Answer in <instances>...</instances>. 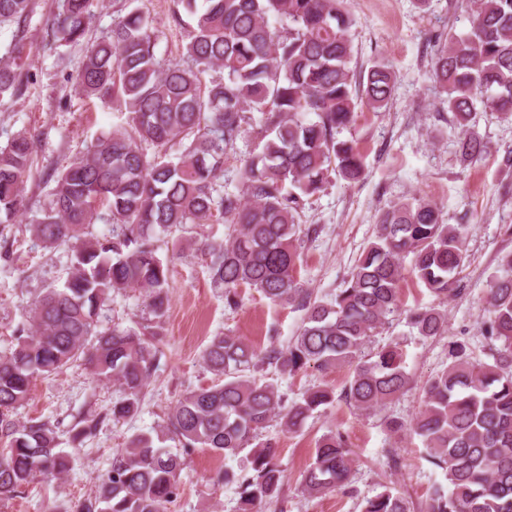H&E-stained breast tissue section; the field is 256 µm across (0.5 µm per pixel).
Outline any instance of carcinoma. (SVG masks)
<instances>
[{"mask_svg": "<svg viewBox=\"0 0 512 512\" xmlns=\"http://www.w3.org/2000/svg\"><path fill=\"white\" fill-rule=\"evenodd\" d=\"M96 0H60L47 19L58 46L80 43ZM170 23L188 27L186 66L161 64L153 18L132 4L109 33L88 49L76 76L87 98L109 103L125 122L98 137L87 152L47 175L49 201L31 225L47 248L69 246L63 287L49 288L29 310L12 346L0 352V500L11 499L39 477L59 478L71 457L58 448L48 420L19 423L35 380L80 360L99 380H114L123 398L112 420L137 413L158 360L153 342L170 301L169 259L160 249L187 246L203 254L224 303L238 308V288L293 306L304 317L291 344L264 351L238 336H214L203 351L206 368L222 381L188 392L166 424L134 434L113 457L95 495L80 512H165L180 492L184 456L197 448L234 456L249 449L240 472L224 469L217 482L236 486L241 512H257L277 498L284 482L278 448L260 438L278 418L298 431L333 393L305 391L287 410L277 386L259 376L268 365L283 377L315 367H353L345 392L364 411L403 394L410 385L396 342L370 354V337L399 309L405 259L436 304L407 312L426 338L447 329L444 306L456 295L467 259L464 229L444 223L440 208L415 198L392 205L377 219L375 237L356 260L334 299L312 296L296 279L300 262L297 215L305 198L323 191L331 174L355 182L364 173L360 152L337 134L351 126L356 108H387L394 90L392 66L375 61L362 79L350 67L356 19L346 0H173ZM467 32H448L432 59V79L458 130L463 164L486 152L470 129L477 114L512 120V0H469ZM33 0H0V26L23 23ZM0 57V96L22 92L27 72L22 30ZM223 76L202 83L209 71ZM247 132L257 145L241 160L239 187L218 188L224 152ZM35 140L15 134L0 147V228L27 208L23 184ZM224 221L228 239L201 231ZM112 225L96 236L92 225ZM140 290L149 319L137 327H99V311L114 293ZM481 334L487 359L464 340L448 342V368L425 386L423 408L411 431L426 460L441 470L424 512H512V251L499 255ZM99 420L85 415L72 442L93 435ZM178 443L181 452L167 449ZM352 452L340 433L318 441L302 488L309 494L345 486ZM363 512H410L399 493L365 500Z\"/></svg>", "mask_w": 512, "mask_h": 512, "instance_id": "1", "label": "carcinoma"}]
</instances>
